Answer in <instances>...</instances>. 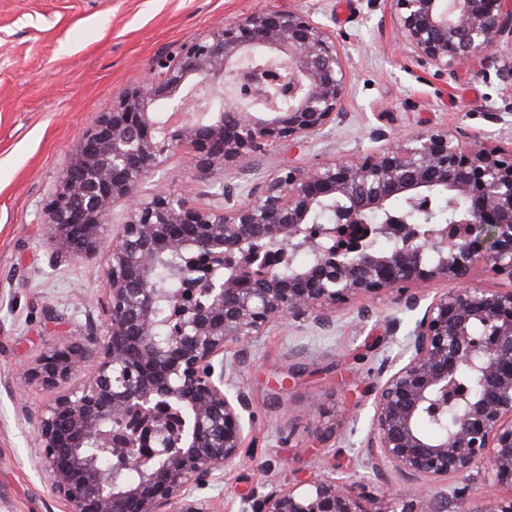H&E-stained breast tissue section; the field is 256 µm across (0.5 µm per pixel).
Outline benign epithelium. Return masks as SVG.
Listing matches in <instances>:
<instances>
[{"label": "benign epithelium", "instance_id": "7a95c632", "mask_svg": "<svg viewBox=\"0 0 512 512\" xmlns=\"http://www.w3.org/2000/svg\"><path fill=\"white\" fill-rule=\"evenodd\" d=\"M402 51L442 76L499 59L512 85V0H386ZM346 54L311 10H256L208 30L156 62L83 134L42 212L55 259L89 256L113 207L127 220L112 238L105 273L109 319L90 347L50 350L21 378L55 388L82 379L23 415L36 459L64 512H217L195 495L219 486L243 460L249 396L224 390V348L243 362L250 344L288 317L333 325L336 306L386 297L410 311L433 280L463 282L483 262L512 280V146L480 135L465 144L441 131L378 148L356 147L258 182L219 184L212 203L156 195L149 182L176 150L199 175L253 168L258 153L308 146L343 115ZM198 105L174 125L162 112ZM455 202L448 224L419 233L394 205L439 224L432 200ZM393 242L377 247L380 238ZM316 259L285 274L289 253ZM184 260L159 337L154 263ZM387 372L353 481L313 472L241 497L240 512H512V289L454 288L433 298ZM464 405L447 432L419 423ZM107 458L105 471L99 460ZM391 469L396 483L373 481ZM137 471V477L127 474ZM455 477L465 485L444 480ZM511 491L472 508L468 483Z\"/></svg>", "mask_w": 512, "mask_h": 512}]
</instances>
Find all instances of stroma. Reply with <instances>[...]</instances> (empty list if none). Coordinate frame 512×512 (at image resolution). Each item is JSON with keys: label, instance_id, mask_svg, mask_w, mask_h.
<instances>
[{"label": "stroma", "instance_id": "stroma-1", "mask_svg": "<svg viewBox=\"0 0 512 512\" xmlns=\"http://www.w3.org/2000/svg\"><path fill=\"white\" fill-rule=\"evenodd\" d=\"M310 7L343 44L351 70L345 112L327 137L309 149L266 151L247 175H196L178 150L150 182L152 193L183 192L206 205L215 183L316 165L371 146L378 132L441 130L455 141L478 133L501 143V126L489 115L512 113V87L492 69L478 76L463 66L456 77H436L398 48L383 0H0V512H63L33 461L34 433L20 415L51 393L21 383L17 372L54 346L87 345L108 319L106 255L125 208L115 207L92 256L56 266L50 230L40 222L79 138L158 58L178 55L215 24L259 9ZM417 317L391 298L358 296L339 307L330 331H315L306 317L258 337L231 383L252 403L246 461L197 496L215 500L219 512H237L241 494L296 483L312 470L362 477L360 448L380 368L400 352ZM315 397L324 414L309 412Z\"/></svg>", "mask_w": 512, "mask_h": 512}]
</instances>
